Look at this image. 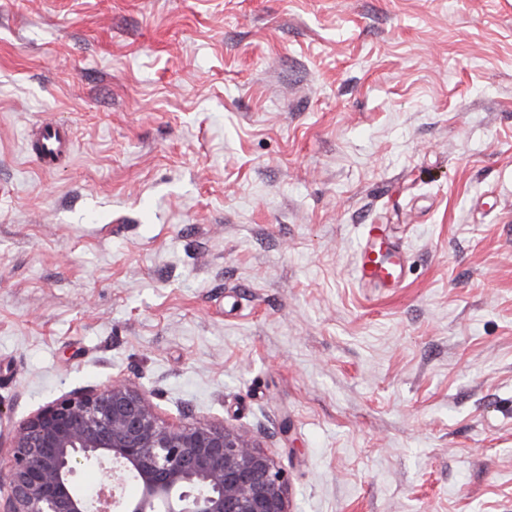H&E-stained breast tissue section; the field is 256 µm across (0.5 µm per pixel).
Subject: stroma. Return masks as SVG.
<instances>
[{"label":"stroma","mask_w":512,"mask_h":512,"mask_svg":"<svg viewBox=\"0 0 512 512\" xmlns=\"http://www.w3.org/2000/svg\"><path fill=\"white\" fill-rule=\"evenodd\" d=\"M115 377L293 512H512V0H0V468ZM71 147L67 126L48 122L41 126L37 142L31 146V155L40 169L51 171L57 167L61 156L68 153ZM372 230L363 239L357 262L358 278L366 286L394 283L398 276V266L382 260L381 244L377 242Z\"/></svg>","instance_id":"obj_1"}]
</instances>
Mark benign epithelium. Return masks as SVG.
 <instances>
[{
  "instance_id": "obj_1",
  "label": "benign epithelium",
  "mask_w": 512,
  "mask_h": 512,
  "mask_svg": "<svg viewBox=\"0 0 512 512\" xmlns=\"http://www.w3.org/2000/svg\"><path fill=\"white\" fill-rule=\"evenodd\" d=\"M88 468L103 473L91 490L78 479ZM3 487L0 512H292L288 472L247 432L166 423L144 390L118 377L16 425Z\"/></svg>"
}]
</instances>
